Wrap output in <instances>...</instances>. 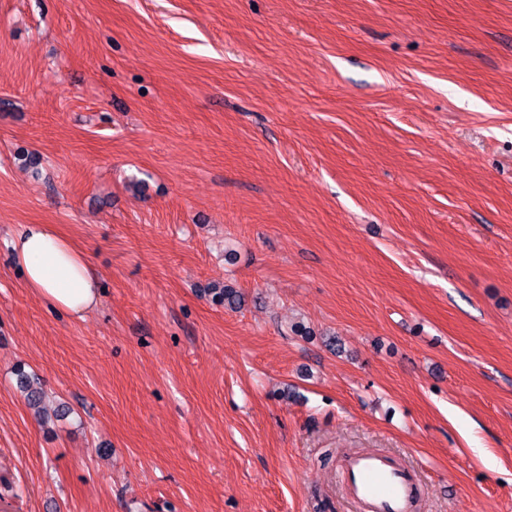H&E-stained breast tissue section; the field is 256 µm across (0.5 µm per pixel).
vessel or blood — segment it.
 <instances>
[{
    "mask_svg": "<svg viewBox=\"0 0 512 512\" xmlns=\"http://www.w3.org/2000/svg\"><path fill=\"white\" fill-rule=\"evenodd\" d=\"M339 476L355 512H421L420 473L396 455L351 454L343 460Z\"/></svg>",
    "mask_w": 512,
    "mask_h": 512,
    "instance_id": "b4317fda",
    "label": "vessel or blood"
}]
</instances>
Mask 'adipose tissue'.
<instances>
[{
  "mask_svg": "<svg viewBox=\"0 0 512 512\" xmlns=\"http://www.w3.org/2000/svg\"><path fill=\"white\" fill-rule=\"evenodd\" d=\"M28 287L53 307L78 319L98 302V282L89 259L63 234L46 224H29L10 241Z\"/></svg>",
  "mask_w": 512,
  "mask_h": 512,
  "instance_id": "ef3b65f1",
  "label": "adipose tissue"
}]
</instances>
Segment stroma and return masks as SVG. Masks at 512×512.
I'll list each match as a JSON object with an SVG mask.
<instances>
[{"label":"stroma","instance_id":"obj_1","mask_svg":"<svg viewBox=\"0 0 512 512\" xmlns=\"http://www.w3.org/2000/svg\"><path fill=\"white\" fill-rule=\"evenodd\" d=\"M360 449L512 512V0H0V512H354ZM10 248L29 288L54 308L83 319L95 307L98 282L89 259L47 224H27Z\"/></svg>","mask_w":512,"mask_h":512}]
</instances>
